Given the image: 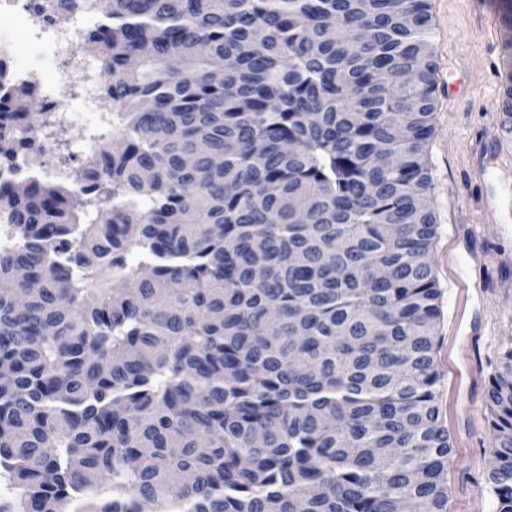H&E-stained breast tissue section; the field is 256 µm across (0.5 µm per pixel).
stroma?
Segmentation results:
<instances>
[{
    "mask_svg": "<svg viewBox=\"0 0 512 512\" xmlns=\"http://www.w3.org/2000/svg\"><path fill=\"white\" fill-rule=\"evenodd\" d=\"M438 70L435 75L434 134L427 155L436 218L431 262L440 290L441 323L436 361L442 373L438 403L453 447L448 467L450 512H496L485 489L489 466V377L512 346V204L490 211L492 196L512 197V153L498 142L495 107L505 83L499 53L506 31L488 27V13L506 12L505 0H430ZM460 257L458 269L443 266L442 252ZM483 289L484 303L470 307L473 320L488 323L476 349L479 386L470 413L457 411L451 384L450 349L462 340L451 323L455 297L448 285L456 273Z\"/></svg>",
    "mask_w": 512,
    "mask_h": 512,
    "instance_id": "stroma-1",
    "label": "stroma"
}]
</instances>
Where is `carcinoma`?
<instances>
[{"instance_id":"carcinoma-1","label":"carcinoma","mask_w":512,"mask_h":512,"mask_svg":"<svg viewBox=\"0 0 512 512\" xmlns=\"http://www.w3.org/2000/svg\"><path fill=\"white\" fill-rule=\"evenodd\" d=\"M105 122L0 74V512H448L429 0H54ZM383 154L396 158L378 165ZM485 486L512 512V348Z\"/></svg>"}]
</instances>
